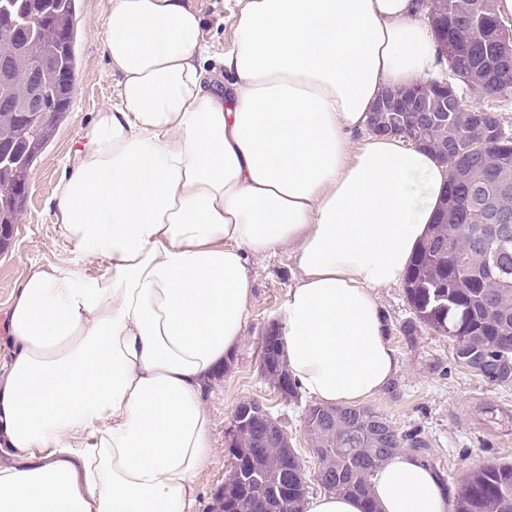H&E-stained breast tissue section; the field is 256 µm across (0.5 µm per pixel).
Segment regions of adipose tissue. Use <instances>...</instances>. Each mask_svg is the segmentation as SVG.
I'll list each match as a JSON object with an SVG mask.
<instances>
[{
	"label": "adipose tissue",
	"mask_w": 512,
	"mask_h": 512,
	"mask_svg": "<svg viewBox=\"0 0 512 512\" xmlns=\"http://www.w3.org/2000/svg\"><path fill=\"white\" fill-rule=\"evenodd\" d=\"M227 2L219 88L184 0H107L116 100L50 201L73 257L33 266L5 321L0 512H195L252 255L287 249L296 271L278 328L303 394L349 406L397 371L376 293L403 278L446 171L394 137L350 145L388 87L440 68L422 2ZM372 486L380 512L448 509L406 451Z\"/></svg>",
	"instance_id": "adipose-tissue-1"
}]
</instances>
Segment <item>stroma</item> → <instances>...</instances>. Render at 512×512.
Masks as SVG:
<instances>
[{
  "label": "stroma",
  "mask_w": 512,
  "mask_h": 512,
  "mask_svg": "<svg viewBox=\"0 0 512 512\" xmlns=\"http://www.w3.org/2000/svg\"><path fill=\"white\" fill-rule=\"evenodd\" d=\"M107 0H77L74 93L69 112L34 163L25 210L13 229L8 248L0 253V357L6 353L5 313L32 265L71 259L47 206L62 172L64 157L81 128L105 104L114 101L101 45L93 34L100 26ZM199 13L211 59H218L232 39L225 0H186ZM252 292L244 339L226 372L216 373L206 399L212 422L214 451L196 476L200 496L196 512H215L216 494L227 469L225 440L236 406L254 400L279 417L308 472L317 461L304 430V404L283 402L260 372V338L278 318L295 271L287 250L251 257ZM389 326V339L399 360L391 385L368 399V407L402 430H419L433 446L432 464L454 489L467 471L512 461V386H499L456 365L447 337L429 330L406 336L412 317L402 285L377 294Z\"/></svg>",
  "instance_id": "1"
}]
</instances>
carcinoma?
<instances>
[{"label":"carcinoma","instance_id":"cac0c4a2","mask_svg":"<svg viewBox=\"0 0 512 512\" xmlns=\"http://www.w3.org/2000/svg\"><path fill=\"white\" fill-rule=\"evenodd\" d=\"M481 0H456L451 15H432L438 48L448 52L451 83L458 95L474 89L494 101L512 98V59L507 77H469L475 43L499 50L503 22L491 12L485 30L468 35L467 24ZM5 20L38 18L24 38V58L16 65L7 92L19 104L31 91L28 61L45 58L42 112L0 111V135L8 142L0 155V230L18 223L32 166L68 112L74 91L75 0H0ZM432 112H405L404 124L389 131L402 140L433 151L448 171L446 201L437 221L404 275L403 288L412 310L404 331L423 329L448 337L454 361L497 385H512V241L492 237L486 229V206L512 215V190L501 194L497 183L512 185V136L488 108L452 113L446 125L433 122L441 99L428 97ZM260 367L265 378L288 379V401L300 391L289 379L287 362L273 330L263 332ZM309 441L316 448L325 491L358 498L363 512H379L371 477L390 456L409 449L427 458L431 446L415 429L402 431L366 406H332L312 402L304 413ZM234 471L224 479V512H302L307 488L284 475L299 457L285 448L276 430L255 416L239 429L227 449ZM453 512H512V463L502 462L465 473L456 481Z\"/></svg>","mask_w":512,"mask_h":512}]
</instances>
